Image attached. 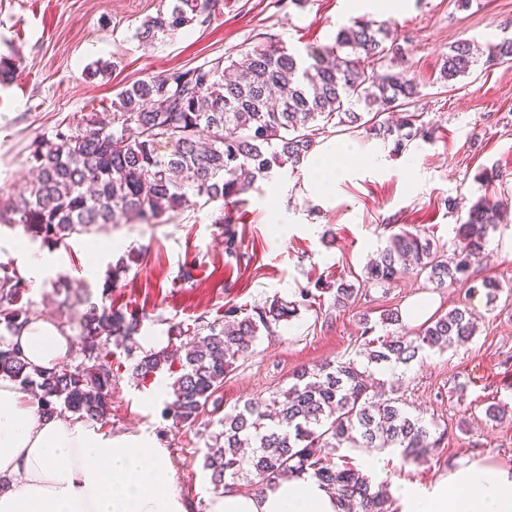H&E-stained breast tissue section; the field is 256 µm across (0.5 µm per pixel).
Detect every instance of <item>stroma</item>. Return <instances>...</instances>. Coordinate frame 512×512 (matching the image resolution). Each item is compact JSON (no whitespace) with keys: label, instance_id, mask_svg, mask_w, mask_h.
<instances>
[{"label":"stroma","instance_id":"35a3bbf8","mask_svg":"<svg viewBox=\"0 0 512 512\" xmlns=\"http://www.w3.org/2000/svg\"><path fill=\"white\" fill-rule=\"evenodd\" d=\"M164 0H0V54L19 59L16 77L0 85V187L32 177L27 147L51 135L62 121L83 123L109 109L133 82L233 57L268 36L292 53L333 45L338 29L353 19L386 22L404 55L387 59L386 70L414 76L420 95L411 106L427 134L394 151L393 143L329 127L323 139L349 148L345 172L326 202L315 203V186L303 170L272 168L235 205L221 200L191 203L159 224H120L69 240L54 250L55 275L81 280L93 300L108 296L113 307L136 313L142 334L170 336L172 326L195 327L225 306L244 312L275 299L295 301L301 289L325 285L316 304L300 308L273 334L260 335L251 354L239 359L217 393L216 410L195 423L179 424L163 413L164 401L147 405L151 379L134 367L147 352L112 345V400L104 425L113 432L145 430L167 448L175 484L190 512H208L216 492L203 456L224 414L257 397L287 390L293 373L328 361L356 358L362 317L405 308L418 298L443 314L468 304L477 331L468 343L413 362L402 391L410 408L448 428L441 447L421 462L379 452L368 468L366 449H343L347 462L375 482L396 490L406 482L426 487L447 476L463 459L512 472V224L489 236L475 279L504 286L495 304L465 285L435 287L425 277L362 288L354 302L337 309L330 286L356 283L388 236L405 228L452 250L461 209L481 195L483 171L500 177L487 190L512 200V64H478L467 76L440 79L442 57L461 38L480 52L512 36V0H401L399 9L380 0H219L205 24L152 44L136 30ZM381 152L377 167L365 158ZM460 203L448 209L447 199ZM122 249L106 254L107 243ZM191 270L183 279L182 270ZM25 302L72 338L70 364L84 359L76 319L62 310L51 286L28 288ZM503 407L497 420L489 406Z\"/></svg>","mask_w":512,"mask_h":512}]
</instances>
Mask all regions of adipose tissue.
I'll use <instances>...</instances> for the list:
<instances>
[{
    "label": "adipose tissue",
    "instance_id": "1",
    "mask_svg": "<svg viewBox=\"0 0 512 512\" xmlns=\"http://www.w3.org/2000/svg\"><path fill=\"white\" fill-rule=\"evenodd\" d=\"M8 343L29 370L62 365L70 338L37 317ZM405 512H512V476L462 462L429 490L399 487ZM0 512H187L167 449L147 433L114 434L79 415L47 416L29 391L0 378ZM209 512H338L316 480L251 495L224 493Z\"/></svg>",
    "mask_w": 512,
    "mask_h": 512
}]
</instances>
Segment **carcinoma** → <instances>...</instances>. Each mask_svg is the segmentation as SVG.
<instances>
[{
  "label": "carcinoma",
  "mask_w": 512,
  "mask_h": 512,
  "mask_svg": "<svg viewBox=\"0 0 512 512\" xmlns=\"http://www.w3.org/2000/svg\"><path fill=\"white\" fill-rule=\"evenodd\" d=\"M214 5L215 0H172L167 11L143 22L137 38L150 43L173 38L190 24L210 21ZM386 40L385 25L353 20L336 33L337 55L331 60L315 48L301 58L269 41L239 50L228 65L218 57L139 80L116 95L106 118L59 123L51 136L30 142L37 178L0 188V224L20 225L31 240L57 247L112 224H155L181 210L191 195L207 203L237 199L272 167L301 166L334 120L354 133L392 136L398 151L423 135L418 115L409 111L419 87L415 78L384 69L387 56L402 53L400 44ZM508 61L512 37L491 47L486 63ZM474 63L473 44L459 40L443 56L440 79L448 83L465 76ZM18 68V59L0 56V83L13 80ZM387 111L404 117L385 126L378 117ZM511 223V205L479 198L457 224L450 255L431 239L401 229L366 265L361 285L389 284L411 271L426 274L438 288L467 282L490 233ZM27 288L16 269L0 264V327L8 332L38 316L22 303ZM53 288L78 320L86 363L33 374L19 351L1 342L0 377L36 387L49 415L61 403L101 421L112 396L110 344L118 338L133 350L140 319L112 308L105 291L102 301L94 302L68 278L57 279ZM358 292L353 284H339L334 305L346 306ZM317 298L304 288L298 301L276 299L246 315L231 305L200 325L173 382L175 421L192 423L205 413L229 368L253 351L260 331L273 333V326ZM400 322L398 311L386 309L375 322L364 319L361 336L366 367L395 378L390 388L368 383L366 371L352 360L328 362L300 369L287 390L257 397L219 419L222 430L203 461L214 489H230L245 479L260 493L282 476H308L336 497L341 512H395L386 485L373 484L359 469L337 466L324 449L396 448L410 461L440 447L446 430L406 408L397 377L424 352H445L476 331L474 313L456 307L426 322L412 338L372 337L377 326ZM175 358L166 349L150 352L135 373L144 379Z\"/></svg>",
  "instance_id": "cac0c4a2"
}]
</instances>
